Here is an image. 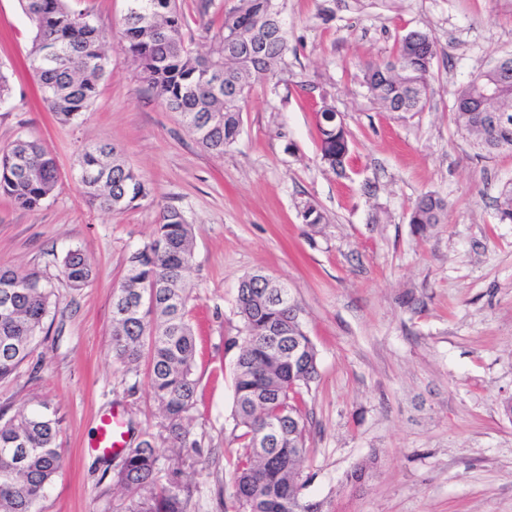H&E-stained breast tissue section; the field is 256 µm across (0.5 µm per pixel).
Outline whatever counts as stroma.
I'll return each mask as SVG.
<instances>
[{"mask_svg":"<svg viewBox=\"0 0 512 512\" xmlns=\"http://www.w3.org/2000/svg\"><path fill=\"white\" fill-rule=\"evenodd\" d=\"M106 36L112 72L85 116L59 124L35 101L26 59L31 27L18 0H0V147L43 143L59 179L42 207L0 197V268L35 270L56 295L29 358L0 381L6 416L48 408L60 420L65 465L42 512H126L127 494L92 444L101 415L130 423L133 447L162 420L145 370L112 358V292L130 252L153 234L162 207L193 226L189 318L197 336V403L186 425L206 470L187 512L232 503V409L241 277L274 274L303 307L319 376L305 394L310 453L303 495L322 512H512V224L496 200L512 182V152L478 156L452 112L453 91L512 51V0H281L293 47L285 70L255 84L239 142L204 152L176 113L138 80L119 48L126 0H81ZM413 29L437 56L431 100L399 117L361 86V66L387 58ZM329 94L352 140L345 175L319 159L317 111ZM114 143L153 188L123 213L88 206L76 180L86 142ZM427 191L448 198L426 236L408 222ZM326 221L303 224V202ZM97 274L75 290L60 273L68 250ZM361 480H350L359 465Z\"/></svg>","mask_w":512,"mask_h":512,"instance_id":"obj_1","label":"stroma"}]
</instances>
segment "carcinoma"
I'll list each match as a JSON object with an SVG mask.
<instances>
[{"instance_id":"obj_1","label":"carcinoma","mask_w":512,"mask_h":512,"mask_svg":"<svg viewBox=\"0 0 512 512\" xmlns=\"http://www.w3.org/2000/svg\"><path fill=\"white\" fill-rule=\"evenodd\" d=\"M33 31L30 66L46 108L61 123L90 111L100 83L112 72L105 36L91 15L73 0H19ZM120 21V50L139 79L160 102L179 115L207 152L222 156L239 140L246 94L259 81L277 76L292 51L279 0H235L224 9L217 31L203 24L205 52L185 42L184 15L177 0H127ZM256 41L260 53L228 58L234 41ZM436 45L423 30H412L381 62L362 67L369 98L405 116L425 109L432 94ZM471 75L455 91V121L487 155L512 152V53ZM320 160L345 173L349 132L328 96L322 97ZM494 112L497 126L483 114ZM78 181L87 203L121 213L152 198L150 183L114 144L87 145L79 158ZM58 166L36 140H17L0 149V195L35 211L51 196ZM448 201L434 192L420 195L409 210L418 235L443 222ZM303 223L325 220L314 204H303ZM497 219L512 223V185L497 200ZM193 257V229L182 211L164 207L152 239L129 255L112 294V355L127 370L147 366L154 401L163 414L161 431L146 432L113 469L114 484L129 493L127 512H185L190 486L182 472L168 485L154 486L159 444L177 451L196 448L185 419L196 402V339L188 319L187 273ZM62 273L79 290L96 276L94 259L68 251ZM55 294L36 272L0 269V380L13 375L43 332ZM299 302L288 287L263 271L243 276L234 306L240 335L225 340L239 348L233 372L234 429L240 431L234 471V512H311L302 496L301 465L309 452L303 392L318 377V354L303 321L288 320V304ZM59 422L45 413L4 418L0 413V512H39L38 504L64 466L55 443Z\"/></svg>"}]
</instances>
